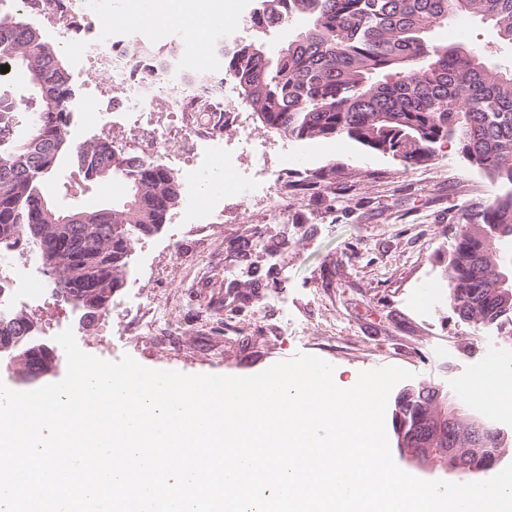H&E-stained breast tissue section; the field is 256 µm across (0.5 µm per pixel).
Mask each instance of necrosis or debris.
Segmentation results:
<instances>
[{
  "label": "necrosis or debris",
  "instance_id": "4bbe7bcc",
  "mask_svg": "<svg viewBox=\"0 0 512 512\" xmlns=\"http://www.w3.org/2000/svg\"><path fill=\"white\" fill-rule=\"evenodd\" d=\"M141 28L137 20H128L121 31L108 36L81 41L78 53L99 72L114 95L98 99L90 122H99L103 114H111L113 126L141 138L143 156L153 161L165 160L175 141L193 137L207 145L220 143L228 110L227 84L211 80L205 87L195 84L193 71L210 72L214 65L213 48L231 45L232 31L216 34L205 44L177 45L163 58L141 56ZM190 56L194 69L186 71L181 59ZM165 106L181 116V125L160 128L153 121L157 106ZM38 276V261L28 258L16 264L10 250L0 251V317L9 316L13 302L35 305L41 302L33 284Z\"/></svg>",
  "mask_w": 512,
  "mask_h": 512
}]
</instances>
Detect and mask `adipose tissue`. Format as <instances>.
I'll return each mask as SVG.
<instances>
[{"label":"adipose tissue","instance_id":"1","mask_svg":"<svg viewBox=\"0 0 512 512\" xmlns=\"http://www.w3.org/2000/svg\"><path fill=\"white\" fill-rule=\"evenodd\" d=\"M119 16L135 15L155 34L180 26L196 41H204L210 27L223 24L222 0H116Z\"/></svg>","mask_w":512,"mask_h":512}]
</instances>
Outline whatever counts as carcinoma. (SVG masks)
<instances>
[{"instance_id":"cac0c4a2","label":"carcinoma","mask_w":512,"mask_h":512,"mask_svg":"<svg viewBox=\"0 0 512 512\" xmlns=\"http://www.w3.org/2000/svg\"><path fill=\"white\" fill-rule=\"evenodd\" d=\"M491 24L512 44V0H258L254 26L271 31L303 19L299 31L269 56L260 42H239L224 56V75L268 129L297 140L349 138L388 153L406 168L432 160L437 145L455 142L469 164L508 191L466 222L448 261V301L459 317L490 324L512 318V70L492 65L477 48L438 46L429 33L458 15ZM21 71L34 101L0 98V249L33 251L53 291L122 287L134 240L158 231L178 202L179 183L166 167L122 155L103 138L72 145L66 138L70 77L57 48L30 23L0 13V64ZM33 119L19 134V113ZM70 157L87 181L100 173L122 182V201L88 224H63L42 184ZM34 323L24 314L0 318V359L21 367L12 381L29 385L25 366L36 362ZM418 425L428 462L440 463L447 437L438 424L453 418L460 431L484 426L489 447L503 455L509 439L487 415L464 414L427 386L401 392L392 418Z\"/></svg>"}]
</instances>
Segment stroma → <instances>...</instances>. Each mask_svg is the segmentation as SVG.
I'll list each match as a JSON object with an SVG mask.
<instances>
[{"label": "stroma", "mask_w": 512, "mask_h": 512, "mask_svg": "<svg viewBox=\"0 0 512 512\" xmlns=\"http://www.w3.org/2000/svg\"><path fill=\"white\" fill-rule=\"evenodd\" d=\"M121 26L113 0H92L70 29L45 19L33 25L55 46ZM466 39L491 64L512 68V45L472 18L431 35L441 45ZM61 60L74 90L67 139L89 143L85 118L103 78L71 53ZM224 151L177 143L168 168L197 167L199 193L213 213L187 216L175 205L158 231L135 240L121 288L93 325L56 295L30 312L47 345L72 329L79 347L116 361L131 355L151 369L246 376L299 353L335 366L334 381L352 387L360 372L404 368L401 388L427 385L456 399L459 386L480 383L487 346L512 357V321L475 327L448 302L446 268L466 218L501 185L472 168L456 144L438 146L428 164L404 168L397 158L348 139H291L265 128L251 109L224 128ZM243 176L263 153L268 194L261 202L224 190V155ZM101 182H87L62 160L45 191L59 205H102ZM151 332L138 328L140 321Z\"/></svg>", "instance_id": "stroma-1"}]
</instances>
